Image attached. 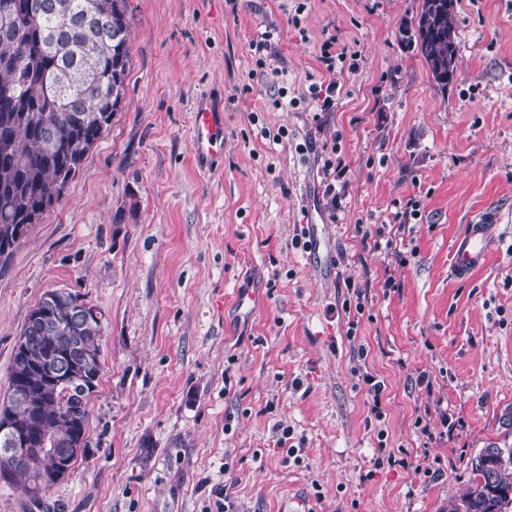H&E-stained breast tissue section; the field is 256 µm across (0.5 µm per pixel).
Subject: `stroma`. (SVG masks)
I'll return each mask as SVG.
<instances>
[{"label": "stroma", "instance_id": "obj_1", "mask_svg": "<svg viewBox=\"0 0 512 512\" xmlns=\"http://www.w3.org/2000/svg\"><path fill=\"white\" fill-rule=\"evenodd\" d=\"M129 3L122 108L0 267V396L46 290L102 312L90 454L36 500L0 481V512H217L225 485L238 512H448L481 449L512 444V0H455L445 91L400 36L422 0ZM331 36L356 53L332 76ZM205 97L224 105L213 160L191 148ZM490 211L491 249L456 278L455 240ZM377 224L391 249L364 244ZM356 371L359 373V380L366 386V394L370 397L372 405L370 407L371 413L374 414L376 419H382L381 399L385 390L383 380H379L377 376L370 373L366 366H359Z\"/></svg>", "mask_w": 512, "mask_h": 512}]
</instances>
